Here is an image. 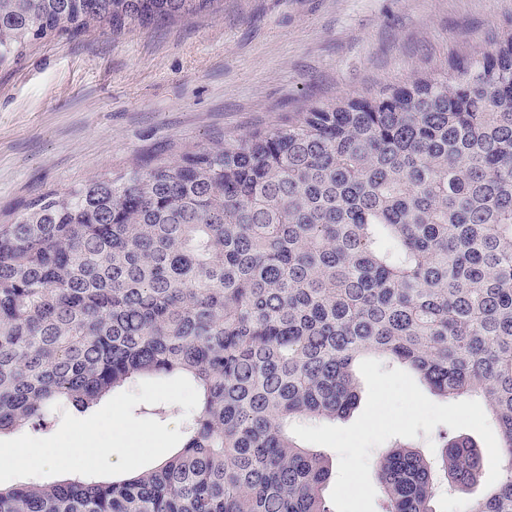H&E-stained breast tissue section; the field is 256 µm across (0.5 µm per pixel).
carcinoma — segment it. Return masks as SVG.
<instances>
[{"label": "carcinoma", "instance_id": "carcinoma-1", "mask_svg": "<svg viewBox=\"0 0 512 512\" xmlns=\"http://www.w3.org/2000/svg\"><path fill=\"white\" fill-rule=\"evenodd\" d=\"M219 0H0V68L42 39L214 11ZM366 356L479 396L512 512V23L376 95L175 159L105 170L0 224V436L142 377L198 392L181 449L112 482L0 486V512H333L292 427L359 399ZM470 438L374 465L385 512H436L482 477Z\"/></svg>", "mask_w": 512, "mask_h": 512}]
</instances>
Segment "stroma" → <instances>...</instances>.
<instances>
[{"label":"stroma","instance_id":"1","mask_svg":"<svg viewBox=\"0 0 512 512\" xmlns=\"http://www.w3.org/2000/svg\"><path fill=\"white\" fill-rule=\"evenodd\" d=\"M512 0H221L0 70V222L50 189L269 130L483 48Z\"/></svg>","mask_w":512,"mask_h":512}]
</instances>
